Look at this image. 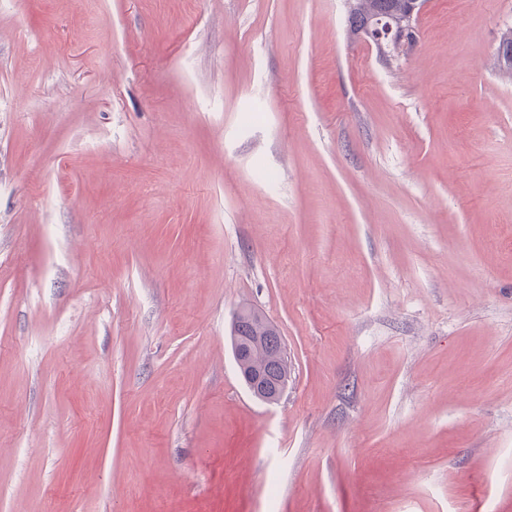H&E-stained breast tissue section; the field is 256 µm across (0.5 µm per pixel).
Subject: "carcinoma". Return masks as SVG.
<instances>
[{
    "instance_id": "1",
    "label": "carcinoma",
    "mask_w": 512,
    "mask_h": 512,
    "mask_svg": "<svg viewBox=\"0 0 512 512\" xmlns=\"http://www.w3.org/2000/svg\"><path fill=\"white\" fill-rule=\"evenodd\" d=\"M405 0H354L348 13L349 31L357 34L367 19L376 13L396 16L404 10ZM248 336L254 345L242 357L244 371H259L271 379L288 385V357L281 336L274 325L259 311L247 320L232 322L231 348H236L237 336Z\"/></svg>"
}]
</instances>
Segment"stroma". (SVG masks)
Instances as JSON below:
<instances>
[{
	"instance_id": "35a3bbf8",
	"label": "stroma",
	"mask_w": 512,
	"mask_h": 512,
	"mask_svg": "<svg viewBox=\"0 0 512 512\" xmlns=\"http://www.w3.org/2000/svg\"><path fill=\"white\" fill-rule=\"evenodd\" d=\"M510 27L0 0V512H512ZM352 1L353 7H352ZM348 0L346 8L348 13L349 31L356 35L364 26L367 19L375 13H384L398 17L374 16L367 21L359 32L370 40L376 47L379 57L388 60L394 57L414 36L416 22L423 10L425 0H408L404 10L405 0ZM401 13V14H400ZM253 310L254 315L240 324L234 318L230 336L232 352L236 348L237 334L252 338L254 345L241 357L243 371L265 373L276 382H281L286 388L288 385V357L281 336L262 313Z\"/></svg>"
}]
</instances>
